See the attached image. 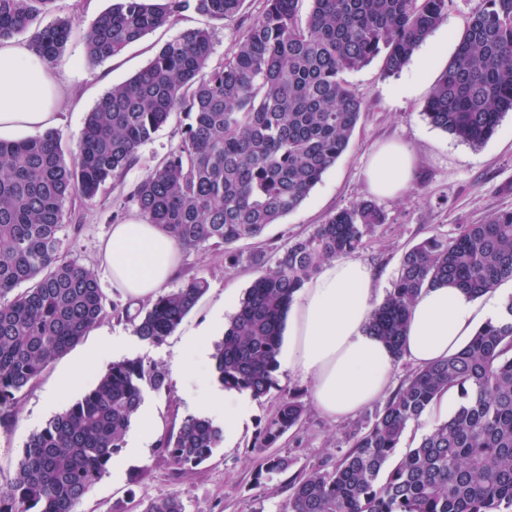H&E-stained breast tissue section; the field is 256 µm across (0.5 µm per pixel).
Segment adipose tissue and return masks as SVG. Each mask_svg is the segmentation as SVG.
I'll return each instance as SVG.
<instances>
[{
  "label": "adipose tissue",
  "mask_w": 512,
  "mask_h": 512,
  "mask_svg": "<svg viewBox=\"0 0 512 512\" xmlns=\"http://www.w3.org/2000/svg\"><path fill=\"white\" fill-rule=\"evenodd\" d=\"M65 99L60 69L25 41L0 40V139L56 126ZM413 166L411 152L390 142L371 154L365 178L374 195L391 197L408 188ZM100 257L124 298L148 301L177 272L181 250L158 225L133 217L113 225ZM378 291L367 264L340 258L325 263L291 307L284 363L311 379L314 403L330 418L353 415L389 388L396 360L368 329ZM511 297L512 279L477 298L452 285L424 289L411 309L404 358L423 367L457 353L475 325L498 317ZM200 398L215 417L223 418L225 435H234L246 415L249 393L227 401L206 386Z\"/></svg>",
  "instance_id": "ef3b65f1"
}]
</instances>
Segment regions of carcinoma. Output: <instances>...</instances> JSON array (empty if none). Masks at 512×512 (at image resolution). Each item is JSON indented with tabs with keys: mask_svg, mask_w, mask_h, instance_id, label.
Wrapping results in <instances>:
<instances>
[{
	"mask_svg": "<svg viewBox=\"0 0 512 512\" xmlns=\"http://www.w3.org/2000/svg\"><path fill=\"white\" fill-rule=\"evenodd\" d=\"M54 0H0V40L28 31ZM245 0H113L84 31L96 64L121 53L186 10L218 21L242 18ZM264 0L224 62L209 67L214 34L182 31L129 80L112 86L87 114L74 151L48 129L0 140V417L18 395L99 320L104 295L96 274L63 255V208L73 195L95 200L140 159L175 112L191 122L178 145L124 195L180 249L224 248L231 266L260 270L213 355L217 379L260 399L274 373L296 293L321 266L355 255L386 223L367 199L314 225L268 265L262 251L233 249L261 237L301 206L349 145L363 101L344 78L372 60L399 73L448 16V0ZM73 29L60 20L37 31L32 47L58 64ZM512 112V0H479L456 51L423 106L430 123L472 146ZM512 278V210L494 212L454 235H432L405 252L377 304L369 330L402 355L406 322L424 288L452 281L472 296ZM209 288L202 276L159 295L126 319L140 340L160 344ZM165 371L140 357L114 361L94 387L28 436L0 512H75L125 444L144 394L160 391ZM461 402L448 420L390 465L408 425L442 395ZM306 405L283 397L254 446L271 448L301 425ZM224 441V430L188 415L159 441L181 473L195 470ZM292 460L263 457L258 483ZM282 512H512V298L499 319L481 324L447 360L420 367L389 396L349 449L289 478ZM140 512H186L178 494L139 502Z\"/></svg>",
	"mask_w": 512,
	"mask_h": 512,
	"instance_id": "1",
	"label": "carcinoma"
}]
</instances>
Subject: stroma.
Returning <instances> with one entry per match:
<instances>
[{"instance_id": "1", "label": "stroma", "mask_w": 512, "mask_h": 512, "mask_svg": "<svg viewBox=\"0 0 512 512\" xmlns=\"http://www.w3.org/2000/svg\"><path fill=\"white\" fill-rule=\"evenodd\" d=\"M478 3L479 0H451L447 19L416 50L421 56L428 45H439L437 57L428 66H407L398 75L386 78L376 59L346 73V80L365 103L347 150L296 211L270 226L260 240L238 242L237 250L247 253L260 248L268 259H275L288 243L308 234L335 211L370 198L363 171L371 152L386 141L405 145L415 157V167L407 190L380 199L387 222L364 238L356 254L357 259L377 271L382 289H390L404 253L424 238L452 235L464 225L481 223L491 212L512 210V112L504 116L494 136L478 147L433 127L423 113L431 87L454 55L468 17ZM110 4L111 0H53L39 24L45 27L60 19L72 20L74 29L64 52V59L69 62L84 56L83 31ZM196 27H210L215 32L209 59L213 67L223 63L225 51L242 33L236 23L212 20L189 10L174 24L148 33L120 55L71 70L66 80L73 100L63 110L58 126L63 146H76L87 113L105 92L142 70L167 41ZM185 124L182 114H173L153 140L140 149L139 163L128 169L120 182L106 184L93 203H82L76 197L66 202L63 251L95 272L106 308L76 347L49 365L20 393L15 418L0 423V488L12 482L26 437L80 400L94 385L101 369L83 365L85 351L98 347L104 356H111L113 342L132 335L130 322L115 312L126 301L112 286L101 263L99 245L112 229L116 200L142 179L149 166L177 145ZM194 275L208 280V290L161 344L141 343V358L169 367L173 358L181 355L187 334L213 318L228 324L258 272L225 264L220 250L192 251L183 253L180 272L169 286L178 288ZM202 377L199 367L179 377L171 375L165 389L145 394L143 406L157 421L154 440L149 442L144 456L126 458L118 474L104 473L77 504L76 512H139V498H162L173 492L182 498L186 512H281L283 495H268L265 487L254 483L264 454L263 449L255 447V437L274 412L280 395H300L309 405L304 423L286 433L274 447L276 453L293 459L292 470L296 473L341 456L349 448L353 433L365 427L381 408L376 402L350 417L331 419L313 406L310 381L281 366L274 374L275 388L263 398L250 400L249 417L235 439L217 448L212 458L193 472L178 475L158 455V441L178 427L184 417L201 414L202 408L195 405L194 399Z\"/></svg>"}]
</instances>
